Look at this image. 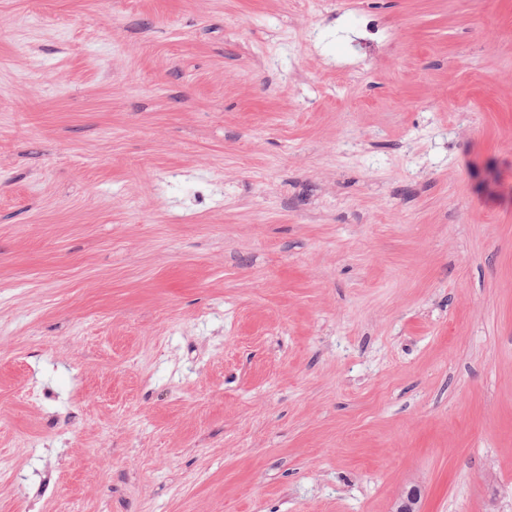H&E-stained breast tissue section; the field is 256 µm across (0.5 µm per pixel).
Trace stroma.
<instances>
[{
	"label": "stroma",
	"mask_w": 512,
	"mask_h": 512,
	"mask_svg": "<svg viewBox=\"0 0 512 512\" xmlns=\"http://www.w3.org/2000/svg\"><path fill=\"white\" fill-rule=\"evenodd\" d=\"M512 512V0H0V512Z\"/></svg>",
	"instance_id": "obj_1"
}]
</instances>
